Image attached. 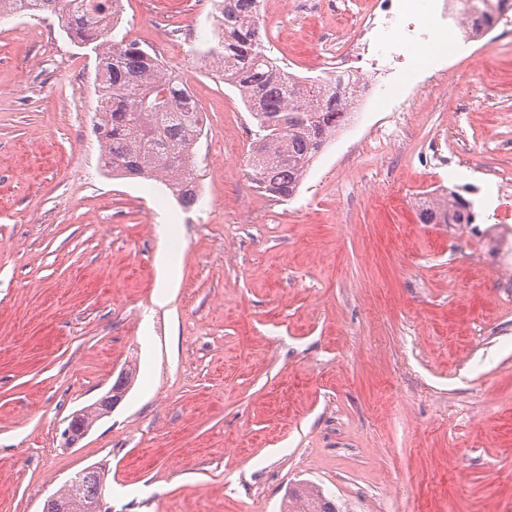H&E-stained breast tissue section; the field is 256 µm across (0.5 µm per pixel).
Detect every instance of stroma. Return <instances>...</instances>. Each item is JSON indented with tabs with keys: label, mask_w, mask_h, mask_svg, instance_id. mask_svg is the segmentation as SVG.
Instances as JSON below:
<instances>
[{
	"label": "stroma",
	"mask_w": 512,
	"mask_h": 512,
	"mask_svg": "<svg viewBox=\"0 0 512 512\" xmlns=\"http://www.w3.org/2000/svg\"><path fill=\"white\" fill-rule=\"evenodd\" d=\"M184 23L167 46L205 114L199 199L99 165L95 55L56 17L0 19V512H42L107 469L111 512H512V14L464 40L448 0L393 4L351 123L297 195L253 188L256 128L193 53L198 0H122ZM264 0L272 58L327 78L344 14ZM415 32H408V23ZM452 190L472 224H425ZM132 386L72 446L73 413ZM336 506L319 490L292 489L288 492V512H336Z\"/></svg>",
	"instance_id": "stroma-1"
}]
</instances>
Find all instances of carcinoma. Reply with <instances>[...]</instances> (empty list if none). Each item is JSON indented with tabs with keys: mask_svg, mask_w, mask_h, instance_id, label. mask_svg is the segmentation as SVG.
Instances as JSON below:
<instances>
[{
	"mask_svg": "<svg viewBox=\"0 0 512 512\" xmlns=\"http://www.w3.org/2000/svg\"><path fill=\"white\" fill-rule=\"evenodd\" d=\"M261 0H220L216 30L199 51L211 73L224 65V84L235 88L258 129L249 156L250 180L257 190L280 200L292 198L318 155L349 120L355 101L339 77H300L267 53L260 26ZM460 15H469L470 33L492 29L512 0H455ZM118 0H0V14L24 10L57 16L67 35L95 53L98 117L94 132L112 175L153 177L172 186L185 206L198 197L193 148L202 131L203 113L191 102L188 85L165 69L137 43L118 35ZM425 224H472L469 202L450 191L422 205ZM133 371L112 386V395L80 415L92 426L121 400ZM105 474L97 471L59 497L69 512L99 508L98 490ZM288 512H336L319 490L292 489Z\"/></svg>",
	"mask_w": 512,
	"mask_h": 512,
	"instance_id": "carcinoma-1",
	"label": "carcinoma"
}]
</instances>
